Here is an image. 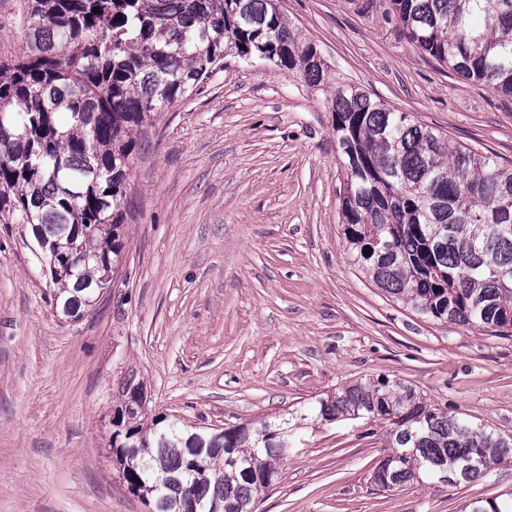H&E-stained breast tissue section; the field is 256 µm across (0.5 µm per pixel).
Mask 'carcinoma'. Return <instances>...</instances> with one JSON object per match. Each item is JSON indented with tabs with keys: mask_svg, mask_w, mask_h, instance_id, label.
<instances>
[{
	"mask_svg": "<svg viewBox=\"0 0 512 512\" xmlns=\"http://www.w3.org/2000/svg\"><path fill=\"white\" fill-rule=\"evenodd\" d=\"M417 50L512 101V0H367ZM22 55L0 58V223L27 224L61 253L47 265L59 313L84 314L112 287L124 251L123 198L139 141L162 110L224 56L257 58L323 91L330 70L279 0H26ZM347 182L344 236L371 282L412 311L489 336L512 332V165L354 84L326 98ZM130 378L112 420V453L154 512H254L278 480L290 419L210 432L145 422ZM315 418L381 422L393 489L472 483L512 461V436L427 403L402 380L357 382L315 401ZM471 512H512V492Z\"/></svg>",
	"mask_w": 512,
	"mask_h": 512,
	"instance_id": "cac0c4a2",
	"label": "carcinoma"
}]
</instances>
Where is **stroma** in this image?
<instances>
[{
  "label": "stroma",
  "instance_id": "obj_1",
  "mask_svg": "<svg viewBox=\"0 0 512 512\" xmlns=\"http://www.w3.org/2000/svg\"><path fill=\"white\" fill-rule=\"evenodd\" d=\"M365 0H280L331 77L512 164V104L420 54ZM24 0H0V57L19 54ZM324 94L268 62L224 59L140 141L112 288L60 319L29 226L0 224V512H148L109 446L129 377L145 409L224 429L305 411L379 376L512 435V336L421 317L353 265ZM256 512H463L512 491L479 480L379 487L383 427L294 428Z\"/></svg>",
  "mask_w": 512,
  "mask_h": 512
}]
</instances>
